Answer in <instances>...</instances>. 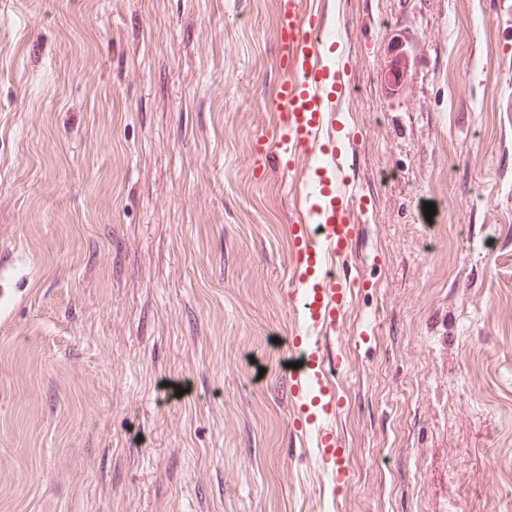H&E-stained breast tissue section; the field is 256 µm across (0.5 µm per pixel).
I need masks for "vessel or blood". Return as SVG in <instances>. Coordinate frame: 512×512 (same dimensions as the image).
I'll use <instances>...</instances> for the list:
<instances>
[{
	"instance_id": "vessel-or-blood-1",
	"label": "vessel or blood",
	"mask_w": 512,
	"mask_h": 512,
	"mask_svg": "<svg viewBox=\"0 0 512 512\" xmlns=\"http://www.w3.org/2000/svg\"><path fill=\"white\" fill-rule=\"evenodd\" d=\"M322 27L318 14L301 13L300 0H281L280 55L292 62L294 78L279 87L275 102L279 121L288 130V166L305 158L317 162L312 174L313 202L292 239L299 275L290 301L306 318L310 334L289 356L293 367L288 371V393L301 400L314 386L324 396L316 418V452L330 463L332 483L340 487L349 478L348 451L332 425L334 393L322 365L349 286L334 268L351 249L357 226L355 196L336 146V102L346 97L350 84L343 66L325 63L312 48L310 35Z\"/></svg>"
}]
</instances>
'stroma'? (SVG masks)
Listing matches in <instances>:
<instances>
[{
  "mask_svg": "<svg viewBox=\"0 0 512 512\" xmlns=\"http://www.w3.org/2000/svg\"><path fill=\"white\" fill-rule=\"evenodd\" d=\"M301 9L367 202L328 350L348 482L282 392L279 0H0V512H512V13Z\"/></svg>",
  "mask_w": 512,
  "mask_h": 512,
  "instance_id": "stroma-1",
  "label": "stroma"
}]
</instances>
